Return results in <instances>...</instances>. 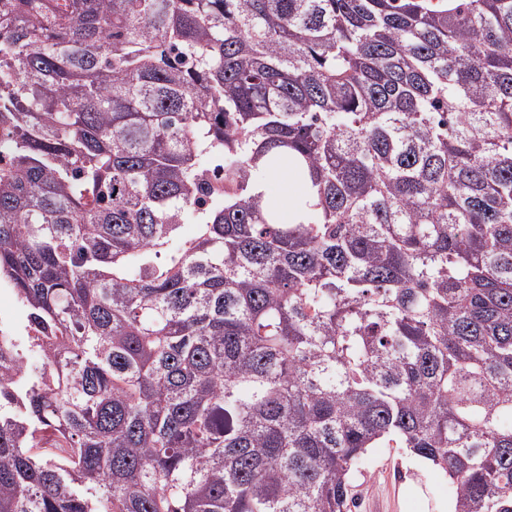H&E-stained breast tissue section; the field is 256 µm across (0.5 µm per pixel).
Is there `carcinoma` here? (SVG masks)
I'll return each instance as SVG.
<instances>
[{"label": "carcinoma", "instance_id": "carcinoma-1", "mask_svg": "<svg viewBox=\"0 0 512 512\" xmlns=\"http://www.w3.org/2000/svg\"><path fill=\"white\" fill-rule=\"evenodd\" d=\"M1 152L0 512H512V0H0ZM270 179L278 185H271V188L277 194H269L277 203L283 212L285 219L289 223L300 221L308 211V204L312 205L315 201V194L312 188L311 180L308 176H298L291 168H281L268 174L259 188L267 196L266 181ZM24 311L20 303L16 301L12 294L3 293L0 294V316L8 320H16L18 322L23 318ZM0 317V337L5 336L4 328L8 326L6 322ZM412 457L406 448H388L386 444L368 449L353 476L357 500L352 512H401L400 488L415 474L408 466ZM413 466L416 471L421 472L433 465L430 461L415 456ZM417 476H419L427 494L431 509L438 502L448 504L440 505L436 510H429L427 506L425 507L422 487L416 482H411L403 488L404 511L402 512H446L448 506H453V494L450 491V485L439 470L431 468ZM447 512L451 511L448 510Z\"/></svg>", "mask_w": 512, "mask_h": 512}]
</instances>
